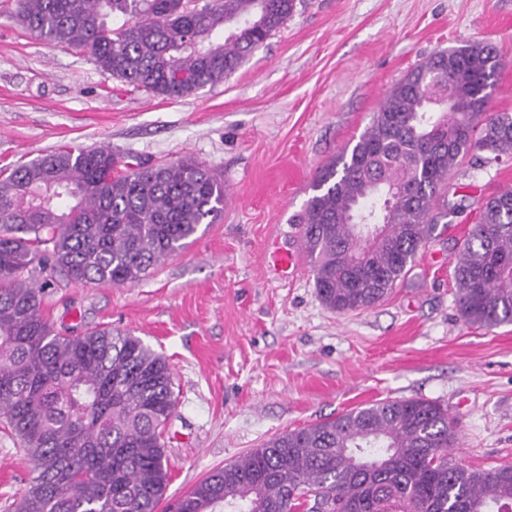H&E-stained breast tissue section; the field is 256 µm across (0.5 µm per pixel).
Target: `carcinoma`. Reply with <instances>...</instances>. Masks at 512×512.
Masks as SVG:
<instances>
[{"instance_id": "cac0c4a2", "label": "carcinoma", "mask_w": 512, "mask_h": 512, "mask_svg": "<svg viewBox=\"0 0 512 512\" xmlns=\"http://www.w3.org/2000/svg\"><path fill=\"white\" fill-rule=\"evenodd\" d=\"M296 0H16L13 19L98 70L166 98L224 80ZM501 60L481 42L439 50L401 78L354 144L320 167L301 220L322 303L366 310L427 242L448 171L470 150L512 156V113L489 112ZM224 212V181L191 157L120 163L61 146L0 170V424L37 475L15 512H156L177 400L166 357L107 327L57 331L51 268L69 282L133 284ZM469 325L512 324V189L488 198L454 265ZM456 424L425 399H386L285 432L210 472L178 512H512V466L456 459Z\"/></svg>"}]
</instances>
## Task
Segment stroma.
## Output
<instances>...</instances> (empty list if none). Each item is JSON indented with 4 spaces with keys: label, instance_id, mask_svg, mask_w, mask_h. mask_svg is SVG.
Masks as SVG:
<instances>
[{
    "label": "stroma",
    "instance_id": "1",
    "mask_svg": "<svg viewBox=\"0 0 512 512\" xmlns=\"http://www.w3.org/2000/svg\"><path fill=\"white\" fill-rule=\"evenodd\" d=\"M0 0V168L61 145L109 146L119 161L190 157L217 171L224 213L132 286L55 277L56 330L112 327L168 360L177 408L166 449L171 498L264 440L388 398H422L457 423L465 466L512 464V325L466 324L453 267L482 202L512 188V158L448 177L455 214L434 229L393 293L364 312L320 301L299 221L317 169L357 140L392 86L433 52L472 42L503 65L489 106L512 112V0H297L291 18L230 76L178 99L103 75L43 42ZM0 428V512L34 477Z\"/></svg>",
    "mask_w": 512,
    "mask_h": 512
}]
</instances>
